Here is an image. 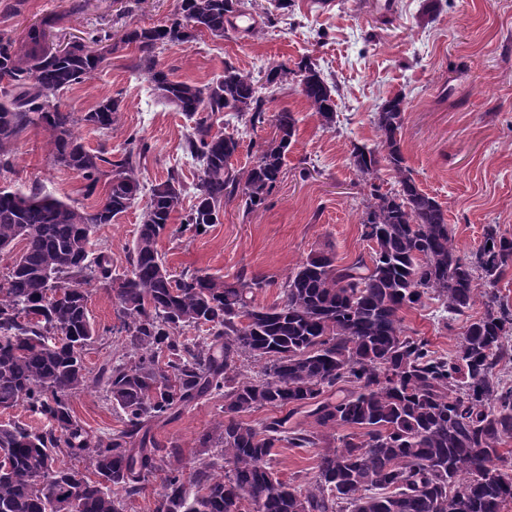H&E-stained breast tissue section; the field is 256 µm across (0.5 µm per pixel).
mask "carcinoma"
Masks as SVG:
<instances>
[{
    "label": "carcinoma",
    "instance_id": "cac0c4a2",
    "mask_svg": "<svg viewBox=\"0 0 512 512\" xmlns=\"http://www.w3.org/2000/svg\"><path fill=\"white\" fill-rule=\"evenodd\" d=\"M244 0H177L173 17L151 28L128 24L121 43L133 45V69L192 121L184 151L199 168L194 202L183 208L179 173L150 188L132 241L127 273L112 275L107 252L93 249L96 230L126 212L145 189L136 158L148 145L135 135L120 159L86 149L84 124L109 131L122 111L105 97L75 116L57 96L99 71L116 50L112 34L91 37L66 54L45 48L62 17L44 16L22 37L0 32V169L11 170L18 135L47 133L52 161L75 172L87 195L105 192L87 211L38 187L0 186V252L24 246L0 280V411L19 405L44 420L41 430L0 422V512H127L145 482L167 464L155 512H504L512 503V469L499 448L512 439V385L497 374L512 359V305L494 292L512 266V237L486 225L479 247L463 254L445 210L419 188L405 165L401 133L405 99L396 95L375 113L381 150L353 145L350 164L369 186L362 235L370 259L337 264L333 252L308 255L279 285L278 301L255 303L275 285L261 274L231 279L175 273L158 250L171 215L180 229L201 232L220 223L224 201L250 213L280 181L298 118L273 114L277 137L259 146L257 161L237 168L240 140L214 131L233 112L251 128L266 121L263 86L232 62L204 85L174 81L159 69L168 44L206 31L224 37L243 14ZM297 78L300 94L323 127L336 125V86L309 58L279 65L265 82ZM398 189L376 184L381 163ZM110 294L125 353L95 378L86 351L100 337L84 285ZM433 292L445 311L482 313L461 333L456 355L439 357L428 341L405 334L400 313ZM206 328L203 337L188 331ZM265 362L264 377L236 371L239 360ZM102 386L123 427L92 436L71 408L90 381ZM224 396V418L199 438L211 460L184 477L176 446L153 428L192 403ZM284 411L253 426L242 416L263 407ZM344 434H339V430ZM317 448L316 475L304 486L279 480L273 448ZM72 460H85L88 479Z\"/></svg>",
    "mask_w": 512,
    "mask_h": 512
}]
</instances>
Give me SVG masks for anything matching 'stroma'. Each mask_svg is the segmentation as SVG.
<instances>
[{
	"mask_svg": "<svg viewBox=\"0 0 512 512\" xmlns=\"http://www.w3.org/2000/svg\"><path fill=\"white\" fill-rule=\"evenodd\" d=\"M14 2L0 0V30L20 35L42 15L56 13L64 17L57 34L61 42L101 28L117 34L130 21L152 27L176 6L175 0H141L127 18L126 0H88L81 18L70 20L65 16L69 0H24L17 14L10 9ZM239 24L240 32L221 39L205 33L164 47L158 56L161 68L171 79L202 85L221 74L228 60L256 75L308 56L338 87L337 124L321 127L295 79L275 89L269 112L285 107L298 118L281 181L250 214L236 202L225 203L220 223L200 233L180 231L179 217H172L159 249L174 271L228 279L244 270L264 273L275 285L259 291L255 301L269 305L278 297V282L311 252L333 250L344 264L368 255L372 244L363 238L360 221L369 189L350 166L349 153L356 143L377 147L372 116L397 94L407 104L401 133L405 163L418 186L442 205L458 249L474 251L489 224L512 236V0H394L389 14L381 0H284L280 9L270 0H252ZM135 56L134 47L118 48L92 78L60 93V107L81 113L102 98L121 96L123 110L111 133L77 126L86 148L114 150L138 133L149 145L137 161L145 184L164 181L174 168L185 186L193 187L198 172L182 150L190 123L159 101L146 75L133 71ZM223 131L240 138L233 163L242 168L251 166L259 144L271 140L276 129L267 122L248 130L233 120ZM13 164L12 171L0 174V186L26 191L35 185L74 205L90 206L78 176L52 162L41 128L32 126L20 135ZM147 201L140 196L95 234L115 274L128 268V250ZM87 292L91 320L104 331L86 353L94 371L104 359L121 355L122 345L120 334L107 332L116 322L110 294L95 283ZM443 316L441 302L431 295L402 312L407 334L427 340L436 355L448 358L458 349L465 321L448 325ZM71 404L93 433L121 427L99 386L76 393ZM223 415L224 399L214 395L158 429L160 440L179 445L184 473L207 461L198 438ZM315 456L312 448H277L274 470L280 480L304 483L315 475Z\"/></svg>",
	"mask_w": 512,
	"mask_h": 512,
	"instance_id": "1",
	"label": "stroma"
}]
</instances>
